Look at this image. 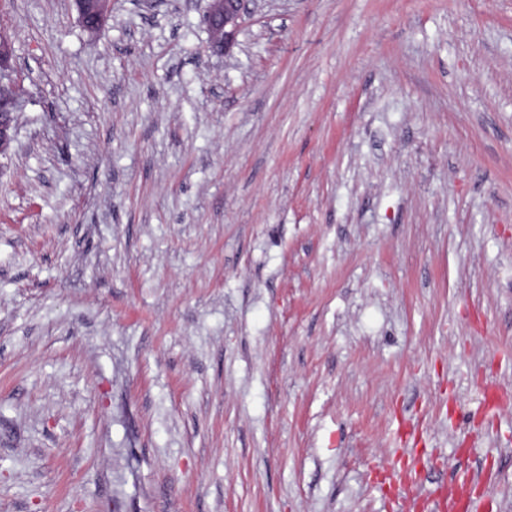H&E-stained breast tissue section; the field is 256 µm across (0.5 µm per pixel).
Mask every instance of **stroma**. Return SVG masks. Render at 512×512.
Segmentation results:
<instances>
[{
    "instance_id": "35a3bbf8",
    "label": "stroma",
    "mask_w": 512,
    "mask_h": 512,
    "mask_svg": "<svg viewBox=\"0 0 512 512\" xmlns=\"http://www.w3.org/2000/svg\"><path fill=\"white\" fill-rule=\"evenodd\" d=\"M0 0V512H512V0ZM111 0H76L79 17L83 26L95 32L104 23ZM250 0H208L205 20L213 47L229 52L236 44L237 35L248 14ZM11 47L0 38V154L2 155L13 140L14 113L20 102L22 91L12 78Z\"/></svg>"
}]
</instances>
